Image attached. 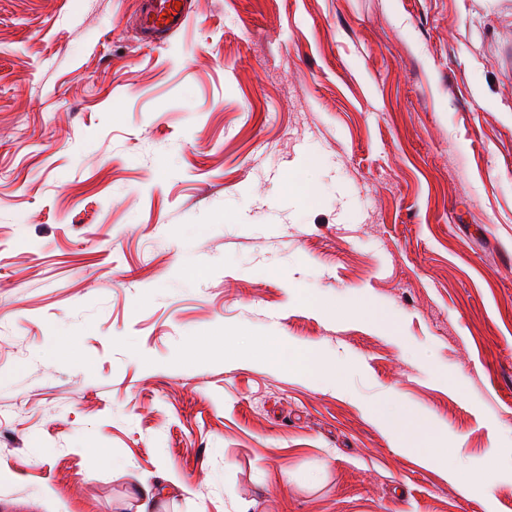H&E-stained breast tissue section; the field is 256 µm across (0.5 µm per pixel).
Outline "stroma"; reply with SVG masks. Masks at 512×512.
I'll list each match as a JSON object with an SVG mask.
<instances>
[{
    "mask_svg": "<svg viewBox=\"0 0 512 512\" xmlns=\"http://www.w3.org/2000/svg\"><path fill=\"white\" fill-rule=\"evenodd\" d=\"M187 2L0 0V512H512V0ZM177 2H181L180 7H177ZM186 4L182 0H152L142 18L146 34L162 35L173 29L178 30L188 17ZM261 348L278 366L288 368L297 364V352L283 336L269 337Z\"/></svg>",
    "mask_w": 512,
    "mask_h": 512,
    "instance_id": "35a3bbf8",
    "label": "stroma"
}]
</instances>
